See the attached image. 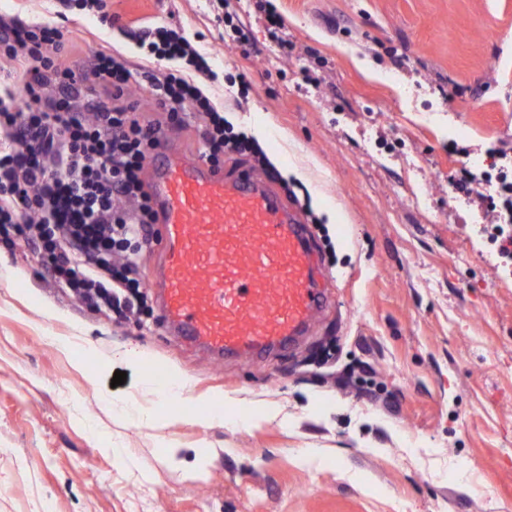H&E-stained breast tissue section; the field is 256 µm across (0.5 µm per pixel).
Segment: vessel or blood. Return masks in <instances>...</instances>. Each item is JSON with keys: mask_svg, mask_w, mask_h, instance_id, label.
Returning a JSON list of instances; mask_svg holds the SVG:
<instances>
[{"mask_svg": "<svg viewBox=\"0 0 512 512\" xmlns=\"http://www.w3.org/2000/svg\"><path fill=\"white\" fill-rule=\"evenodd\" d=\"M162 226L164 324L212 359L300 336L321 303L299 216L258 175L229 178L203 158L149 156Z\"/></svg>", "mask_w": 512, "mask_h": 512, "instance_id": "obj_1", "label": "vessel or blood"}]
</instances>
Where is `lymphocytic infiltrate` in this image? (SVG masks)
Listing matches in <instances>:
<instances>
[{
    "mask_svg": "<svg viewBox=\"0 0 512 512\" xmlns=\"http://www.w3.org/2000/svg\"><path fill=\"white\" fill-rule=\"evenodd\" d=\"M74 7L110 16L108 0H58L57 23L17 15L0 37V70L13 77L0 87V234L37 247L54 283L87 311L122 319L146 297L136 256L157 220L143 174L160 130L125 103L133 73L123 56L96 53L89 76L64 64L58 22ZM137 43L167 65L152 85L170 125L201 116L203 158L217 166L248 148L227 133L203 88L219 74L183 30L159 26Z\"/></svg>",
    "mask_w": 512,
    "mask_h": 512,
    "instance_id": "obj_1",
    "label": "lymphocytic infiltrate"
}]
</instances>
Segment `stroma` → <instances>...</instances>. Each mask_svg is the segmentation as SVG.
Returning a JSON list of instances; mask_svg holds the SVG:
<instances>
[{
    "instance_id": "obj_1",
    "label": "stroma",
    "mask_w": 512,
    "mask_h": 512,
    "mask_svg": "<svg viewBox=\"0 0 512 512\" xmlns=\"http://www.w3.org/2000/svg\"><path fill=\"white\" fill-rule=\"evenodd\" d=\"M228 10L246 42L207 0H112L109 25L72 13L84 39L67 55L87 71L123 54L130 104L160 123V66L128 30L171 19L223 55L207 92L310 228L329 303L291 345L215 362L161 323L159 235L138 257L147 302L122 322L64 298L33 246L0 242V512H512V258L493 237L498 184L454 185L512 172V0ZM131 349L195 381L159 428L112 410L140 396ZM225 396L240 425L204 423ZM269 401L283 418L264 419Z\"/></svg>"
}]
</instances>
